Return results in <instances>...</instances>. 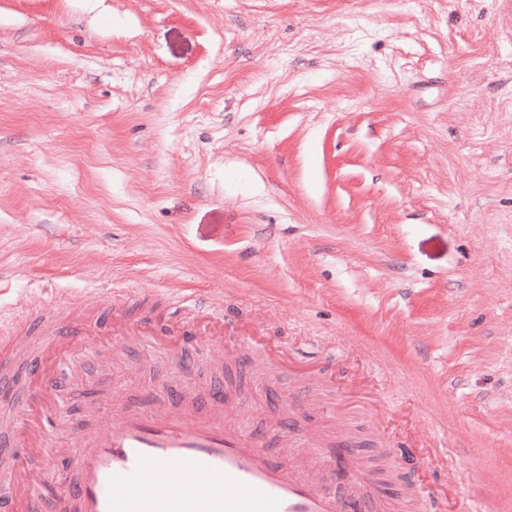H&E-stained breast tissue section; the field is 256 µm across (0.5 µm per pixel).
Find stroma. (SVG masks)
I'll use <instances>...</instances> for the list:
<instances>
[{
  "instance_id": "35a3bbf8",
  "label": "stroma",
  "mask_w": 512,
  "mask_h": 512,
  "mask_svg": "<svg viewBox=\"0 0 512 512\" xmlns=\"http://www.w3.org/2000/svg\"><path fill=\"white\" fill-rule=\"evenodd\" d=\"M223 301L239 356L114 332L58 371L125 404L220 386L284 463L350 447L394 496L443 473L512 512V0H0V383L44 317ZM287 347L296 374L271 362ZM404 440L409 444L410 448H415L423 457L424 460H430L436 463L437 467L441 470H446L448 467V460L453 461L452 455L440 454L432 448H438L437 444L429 443L427 435L417 431L416 429H409L403 432ZM424 448H429L426 452Z\"/></svg>"
}]
</instances>
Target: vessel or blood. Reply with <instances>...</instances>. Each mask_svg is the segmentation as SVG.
Wrapping results in <instances>:
<instances>
[{
  "label": "vessel or blood",
  "instance_id": "vessel-or-blood-1",
  "mask_svg": "<svg viewBox=\"0 0 512 512\" xmlns=\"http://www.w3.org/2000/svg\"><path fill=\"white\" fill-rule=\"evenodd\" d=\"M168 322L164 336L150 319L139 326L152 342L174 349V361H181L177 348L199 324L209 327L210 346H224L223 303L186 299ZM45 332L43 354L58 361V339L76 346L88 330L50 322ZM54 390L52 376L37 375L21 388L23 404L0 415V431L20 443L18 452L0 453V512H424L429 503H447L432 486L422 487L417 499L374 501L367 493L370 477L357 468L348 472L343 491L329 488L317 480V466L286 465L228 427L224 415L235 405L225 395H217L207 412H174L155 404L126 407L116 389L94 410L104 435L78 438L65 463L74 480L56 491L34 487L25 473L43 462L53 429L51 407L30 399ZM404 439L423 459L447 468L448 455L431 450L427 435L409 429Z\"/></svg>",
  "mask_w": 512,
  "mask_h": 512
}]
</instances>
